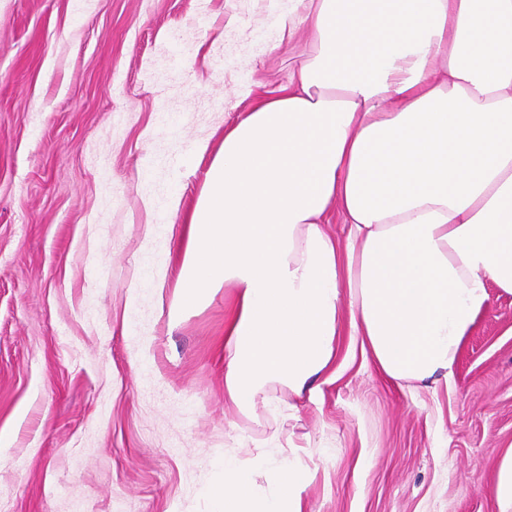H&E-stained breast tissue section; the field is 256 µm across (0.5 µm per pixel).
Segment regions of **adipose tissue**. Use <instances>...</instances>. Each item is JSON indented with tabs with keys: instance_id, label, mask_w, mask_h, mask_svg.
I'll use <instances>...</instances> for the list:
<instances>
[{
	"instance_id": "adipose-tissue-1",
	"label": "adipose tissue",
	"mask_w": 512,
	"mask_h": 512,
	"mask_svg": "<svg viewBox=\"0 0 512 512\" xmlns=\"http://www.w3.org/2000/svg\"><path fill=\"white\" fill-rule=\"evenodd\" d=\"M278 26L309 53L225 128L169 313L235 289L243 413L275 385L315 397L346 326L387 377L451 383L491 288L512 294V0H291ZM303 491L296 452L262 446L212 487L219 512H301Z\"/></svg>"
}]
</instances>
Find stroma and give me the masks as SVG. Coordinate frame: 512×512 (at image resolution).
Listing matches in <instances>:
<instances>
[{"instance_id":"obj_1","label":"stroma","mask_w":512,"mask_h":512,"mask_svg":"<svg viewBox=\"0 0 512 512\" xmlns=\"http://www.w3.org/2000/svg\"><path fill=\"white\" fill-rule=\"evenodd\" d=\"M288 6L0 0V512H217L218 461L257 444L296 446L303 512H499L512 295L452 386L389 380L344 335L314 400L248 414L224 400L233 290L169 316L225 127L309 50L276 46Z\"/></svg>"}]
</instances>
